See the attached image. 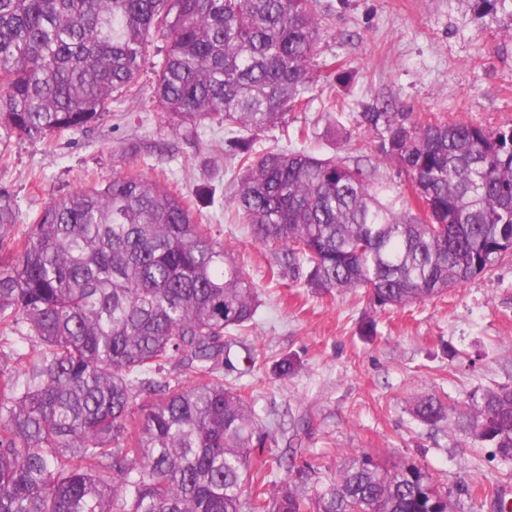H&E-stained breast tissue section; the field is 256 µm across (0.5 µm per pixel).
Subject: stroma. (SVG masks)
Listing matches in <instances>:
<instances>
[{
    "label": "stroma",
    "instance_id": "1",
    "mask_svg": "<svg viewBox=\"0 0 512 512\" xmlns=\"http://www.w3.org/2000/svg\"><path fill=\"white\" fill-rule=\"evenodd\" d=\"M321 39L314 62L322 77L305 111L259 132L258 147L307 148L353 164L375 163L373 182L383 200L401 206L410 193L406 174L375 162V144L354 117L376 99H390L413 120L512 125V14L479 0H319ZM343 110L326 113L328 97ZM308 126V140L297 128ZM134 172L164 183L192 203L196 218L214 227L259 288L254 321L233 333L224 378L251 396L264 431L263 455L292 449L288 468L271 480L295 484L303 495L329 484L361 453L413 460L457 502V512H492L480 487L498 483L512 499V463L495 458L454 421H417L414 400L424 395L449 406L512 385V258L447 293L402 309H384L357 292L322 294L306 285L307 271H284L269 282L280 255L249 224L227 223L224 204L234 178L223 129L176 135L152 98L143 69L134 105L108 108L84 131L38 143L13 136L0 161L22 218L69 197L91 182ZM292 361L288 377L279 365Z\"/></svg>",
    "mask_w": 512,
    "mask_h": 512
}]
</instances>
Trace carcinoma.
Wrapping results in <instances>:
<instances>
[{"label": "carcinoma", "instance_id": "carcinoma-1", "mask_svg": "<svg viewBox=\"0 0 512 512\" xmlns=\"http://www.w3.org/2000/svg\"><path fill=\"white\" fill-rule=\"evenodd\" d=\"M320 37L315 0H0V146L91 128L135 101L150 61L173 130L236 135L224 210L309 287L404 308L512 255V126L415 122L388 101L357 113L410 181L400 212L357 164L239 136L305 109ZM18 218L1 188L0 325L36 347L20 375L0 367V512H454L424 466L369 455L312 497L267 490L266 435L224 384V335L254 320L258 288L183 197L119 173L17 240ZM412 413L435 426L449 409L427 396ZM458 418L512 461L511 385Z\"/></svg>", "mask_w": 512, "mask_h": 512}]
</instances>
